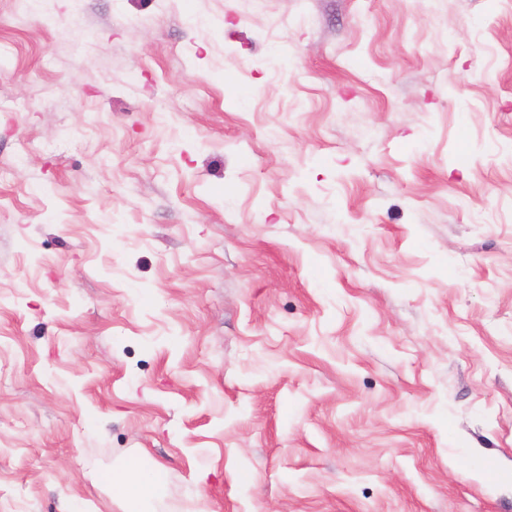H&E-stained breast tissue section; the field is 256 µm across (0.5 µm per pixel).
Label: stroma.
I'll use <instances>...</instances> for the list:
<instances>
[{"label":"stroma","mask_w":512,"mask_h":512,"mask_svg":"<svg viewBox=\"0 0 512 512\" xmlns=\"http://www.w3.org/2000/svg\"><path fill=\"white\" fill-rule=\"evenodd\" d=\"M512 512V0H0V512ZM118 488L113 497L123 505H126L132 499H141L150 497L154 491L155 480L148 473L141 472L139 464L131 463L126 469V476L122 479H111V482Z\"/></svg>","instance_id":"35a3bbf8"}]
</instances>
